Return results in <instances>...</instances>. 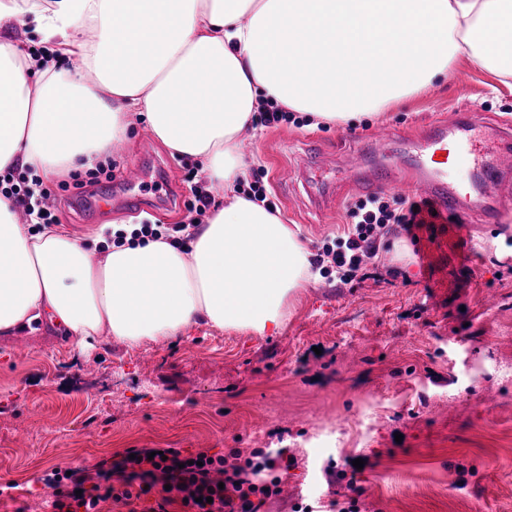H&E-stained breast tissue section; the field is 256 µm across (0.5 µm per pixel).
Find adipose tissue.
Listing matches in <instances>:
<instances>
[{
    "label": "adipose tissue",
    "mask_w": 512,
    "mask_h": 512,
    "mask_svg": "<svg viewBox=\"0 0 512 512\" xmlns=\"http://www.w3.org/2000/svg\"><path fill=\"white\" fill-rule=\"evenodd\" d=\"M25 21L42 56L12 37ZM62 58L82 65L57 70ZM463 58L512 79V0H0V174L93 166L142 121L218 195L188 244L129 232L101 254L16 223L0 194V334L49 323L84 347L201 321L278 332L317 274L298 231L241 194L243 130L270 106L359 121Z\"/></svg>",
    "instance_id": "ef3b65f1"
}]
</instances>
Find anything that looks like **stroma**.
I'll return each instance as SVG.
<instances>
[{"label": "stroma", "instance_id": "1", "mask_svg": "<svg viewBox=\"0 0 512 512\" xmlns=\"http://www.w3.org/2000/svg\"><path fill=\"white\" fill-rule=\"evenodd\" d=\"M469 116L490 139L512 127V85L461 61L353 125L293 117L243 132L247 179L314 252L363 196L348 182L315 207L316 169L346 170L348 153L384 126L398 137L369 160L398 166L432 119ZM109 159L111 177L95 182L85 169L40 180L58 224L98 249L108 224L189 223L209 186L198 161L172 155L142 122ZM133 165L144 178L131 189L123 172ZM499 203L503 218L486 223L469 192L448 218L463 236L408 242L401 258L381 245L379 263L346 284L321 274L274 336L199 324L171 341L81 348L46 324L21 348L0 335V512H46V474L92 470L133 448L286 450L282 493L260 512L353 497L363 512H512V188ZM331 466L352 482L328 483Z\"/></svg>", "mask_w": 512, "mask_h": 512}]
</instances>
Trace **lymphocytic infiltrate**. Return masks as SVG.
Masks as SVG:
<instances>
[{
    "instance_id": "obj_1",
    "label": "lymphocytic infiltrate",
    "mask_w": 512,
    "mask_h": 512,
    "mask_svg": "<svg viewBox=\"0 0 512 512\" xmlns=\"http://www.w3.org/2000/svg\"><path fill=\"white\" fill-rule=\"evenodd\" d=\"M429 205V200L422 199L416 207L398 213L381 196L359 200L351 210L352 224L333 242L323 244L311 262L317 268L330 265L340 282H351L377 255L382 238L400 233L411 236L422 228L424 221L418 212ZM240 456L236 448L225 456L206 451L185 455L172 448L152 456L142 448L133 455L116 456L92 473L52 471L44 483L53 490L54 512H98L100 502L108 497L130 503L134 485L143 495L160 489L156 512H167L172 503L181 504L183 512H224L228 506L237 507L238 512H259L261 501L278 495L279 484L274 481L264 487L253 478L276 468L277 461L254 450L245 458V466L227 467V458Z\"/></svg>"
}]
</instances>
